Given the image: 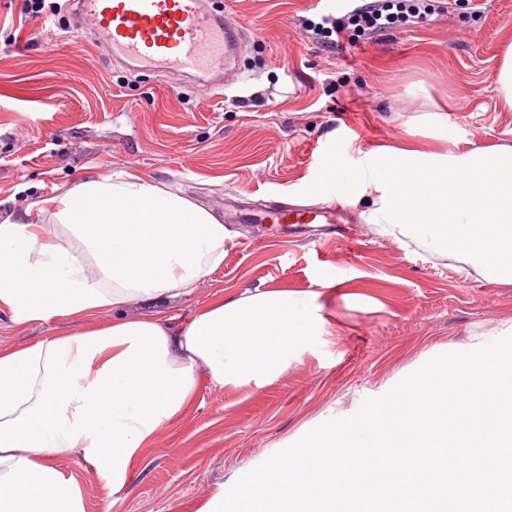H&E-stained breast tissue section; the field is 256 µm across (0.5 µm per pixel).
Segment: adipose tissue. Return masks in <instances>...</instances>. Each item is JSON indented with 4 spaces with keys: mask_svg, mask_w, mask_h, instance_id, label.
Returning <instances> with one entry per match:
<instances>
[{
    "mask_svg": "<svg viewBox=\"0 0 512 512\" xmlns=\"http://www.w3.org/2000/svg\"><path fill=\"white\" fill-rule=\"evenodd\" d=\"M432 150L409 142L331 165L343 202L373 233L512 284V143L462 150L444 112ZM226 225L187 197L124 171L0 216V309L15 326L114 312L112 322L0 348V512H86L74 454L120 491L132 462L182 415L200 380L274 383L326 319L314 291H234L172 323L224 262ZM133 306L149 316H131Z\"/></svg>",
    "mask_w": 512,
    "mask_h": 512,
    "instance_id": "ef3b65f1",
    "label": "adipose tissue"
}]
</instances>
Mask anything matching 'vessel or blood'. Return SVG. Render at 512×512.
<instances>
[{
	"label": "vessel or blood",
	"instance_id": "b4317fda",
	"mask_svg": "<svg viewBox=\"0 0 512 512\" xmlns=\"http://www.w3.org/2000/svg\"><path fill=\"white\" fill-rule=\"evenodd\" d=\"M75 13L90 19L112 52L130 70L208 76L235 67L244 30L225 24L205 0H75ZM338 203L321 208L269 207L250 214L254 224H332Z\"/></svg>",
	"mask_w": 512,
	"mask_h": 512
}]
</instances>
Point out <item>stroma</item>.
<instances>
[{
    "label": "stroma",
    "mask_w": 512,
    "mask_h": 512,
    "mask_svg": "<svg viewBox=\"0 0 512 512\" xmlns=\"http://www.w3.org/2000/svg\"><path fill=\"white\" fill-rule=\"evenodd\" d=\"M311 2L214 0L246 29L241 80L221 96L182 75L113 65L90 21L73 44L67 18L32 20L27 0H0V212L128 170L218 216L228 198L317 206L309 187L330 161L356 164L360 151L394 144L403 123L418 126L435 109L447 112L460 148L512 142V112L501 111L493 84L512 0H447L427 25L335 52L308 39L304 22L336 10ZM348 219V235L318 242L231 225L223 265L166 316L186 321L234 289L315 291L335 280L321 298L326 331L262 390L201 382L118 496L77 457L58 456L89 512H193L230 478L354 414L434 356L512 324V285L378 238L357 211ZM75 329L63 319L19 329L0 311L3 348Z\"/></svg>",
    "instance_id": "35a3bbf8"
}]
</instances>
